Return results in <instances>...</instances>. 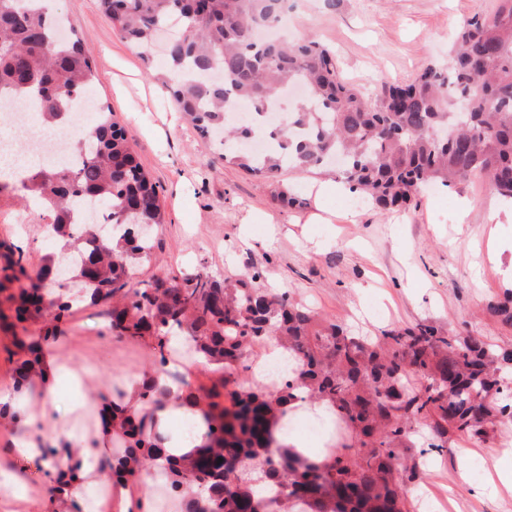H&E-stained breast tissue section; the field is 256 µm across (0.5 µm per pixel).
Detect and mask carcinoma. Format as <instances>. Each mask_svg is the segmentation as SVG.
I'll use <instances>...</instances> for the list:
<instances>
[{
	"label": "carcinoma",
	"instance_id": "cac0c4a2",
	"mask_svg": "<svg viewBox=\"0 0 512 512\" xmlns=\"http://www.w3.org/2000/svg\"><path fill=\"white\" fill-rule=\"evenodd\" d=\"M98 2L152 72L156 33L181 23L163 60V88L201 137L221 134L225 163L264 178L284 207L302 205L281 179L284 169L318 170L336 156L341 183L383 210L413 203L432 184L475 177L512 201V0L465 22L444 63L371 96L344 80L314 35L256 40V29L282 26L290 0ZM58 21L42 0H0V94L35 100L53 124L73 119L72 103L96 78L81 41L57 38ZM293 85L304 88L305 101L286 124L271 122L268 104ZM243 103L253 119L234 124L231 112ZM76 148V167L22 182L48 208L49 236L79 257L66 278H57L51 255L34 268L25 246L0 242V297L10 311L0 309V322L17 349L8 352L15 390H33L43 373L28 326L59 321L80 304L101 307L112 334L148 347L161 368L173 338L184 336L200 362L222 372L208 389L180 392L207 427L206 441L188 454L171 452V436L156 429L151 407L171 391L155 373L138 382L141 410L128 407L123 391L112 396L104 412L121 447L112 457L117 479L153 457L173 491L196 489L186 512H294L299 504L308 512H409L426 455H444L455 437L490 438L512 422V352L481 336L426 322L374 340L353 336L288 292L263 287L257 270L134 281L154 247L140 226L163 223L158 186L107 107L83 127ZM81 198L102 205L108 234L100 224L72 223ZM488 311L512 327V292ZM273 336L296 368L284 383L255 391L238 381L250 370L244 355ZM306 396L332 408L347 434L326 462L278 439Z\"/></svg>",
	"mask_w": 512,
	"mask_h": 512
}]
</instances>
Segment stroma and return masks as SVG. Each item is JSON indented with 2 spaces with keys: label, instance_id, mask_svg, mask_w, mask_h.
<instances>
[{
  "label": "stroma",
  "instance_id": "1",
  "mask_svg": "<svg viewBox=\"0 0 512 512\" xmlns=\"http://www.w3.org/2000/svg\"><path fill=\"white\" fill-rule=\"evenodd\" d=\"M497 3L341 0L331 10L323 0H296L289 28L316 34L333 51L343 77L372 92L445 59L455 29L474 14L492 13ZM54 8L91 54L97 73L91 100L109 106L160 187L163 222L136 279L199 268L221 279L250 268L263 273L266 287L290 290L324 320L362 336L425 321L512 351V328L486 309L512 289V223L488 221L496 196L486 181L473 178L381 214L364 202L351 205V193L340 187L316 198L311 186L320 172L289 170L283 180L306 204L279 206L264 180L224 163L213 144L198 138L97 0H54ZM461 197L474 205L466 224L458 219ZM252 211L266 213L270 223L243 227ZM245 228L252 237L247 245L240 239ZM56 337L112 390L153 369L151 351L113 337L95 307L79 308L49 331L33 333L43 350ZM465 448L479 458L491 448L512 450V425L484 442L455 439L450 453L425 469L420 486L429 499L445 496L446 512H512V493L485 492L488 473L472 470L458 482Z\"/></svg>",
  "mask_w": 512,
  "mask_h": 512
}]
</instances>
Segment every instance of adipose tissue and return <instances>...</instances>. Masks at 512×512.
I'll list each match as a JSON object with an SVG mask.
<instances>
[{
  "mask_svg": "<svg viewBox=\"0 0 512 512\" xmlns=\"http://www.w3.org/2000/svg\"><path fill=\"white\" fill-rule=\"evenodd\" d=\"M69 379L80 393L69 412L65 447H57L47 436L56 407L58 386ZM40 410L5 390L0 402L19 414L22 434L13 446L0 450V486L12 488V497L24 512H159L167 477L160 465L149 473L113 482L108 436L87 431L79 424L88 408L100 407L101 396L91 372L77 365L65 342H56L46 358L45 379L37 385ZM39 464L42 469L40 496H28L25 482L15 471L16 459Z\"/></svg>",
  "mask_w": 512,
  "mask_h": 512,
  "instance_id": "obj_1",
  "label": "adipose tissue"
}]
</instances>
